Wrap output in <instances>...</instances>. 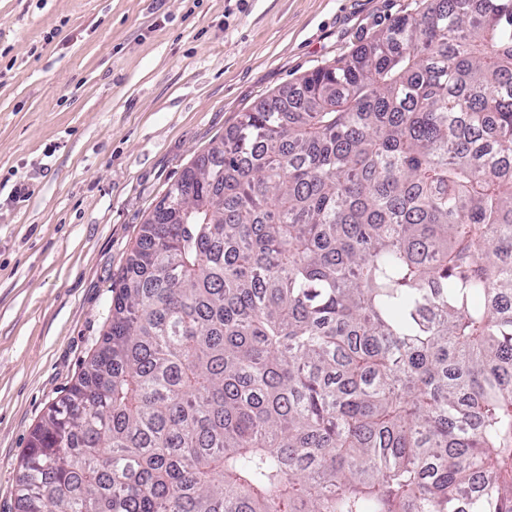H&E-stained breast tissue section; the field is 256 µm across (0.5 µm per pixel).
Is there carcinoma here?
I'll use <instances>...</instances> for the list:
<instances>
[{
  "instance_id": "1",
  "label": "carcinoma",
  "mask_w": 512,
  "mask_h": 512,
  "mask_svg": "<svg viewBox=\"0 0 512 512\" xmlns=\"http://www.w3.org/2000/svg\"><path fill=\"white\" fill-rule=\"evenodd\" d=\"M19 512H512V0H426L142 225Z\"/></svg>"
}]
</instances>
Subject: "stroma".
<instances>
[{
  "label": "stroma",
  "instance_id": "obj_1",
  "mask_svg": "<svg viewBox=\"0 0 512 512\" xmlns=\"http://www.w3.org/2000/svg\"><path fill=\"white\" fill-rule=\"evenodd\" d=\"M420 0H0V512L167 187ZM31 185L7 203L16 182Z\"/></svg>",
  "mask_w": 512,
  "mask_h": 512
}]
</instances>
